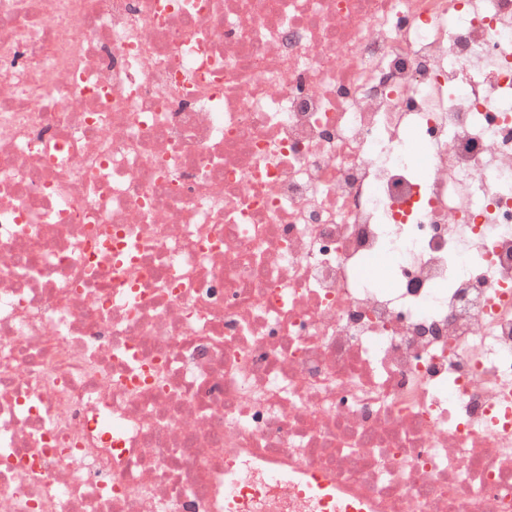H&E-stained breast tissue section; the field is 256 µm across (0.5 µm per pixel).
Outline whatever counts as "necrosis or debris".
Returning a JSON list of instances; mask_svg holds the SVG:
<instances>
[{"instance_id": "4bbe7bcc", "label": "necrosis or debris", "mask_w": 512, "mask_h": 512, "mask_svg": "<svg viewBox=\"0 0 512 512\" xmlns=\"http://www.w3.org/2000/svg\"><path fill=\"white\" fill-rule=\"evenodd\" d=\"M310 470L512 512V0H0V512Z\"/></svg>"}]
</instances>
